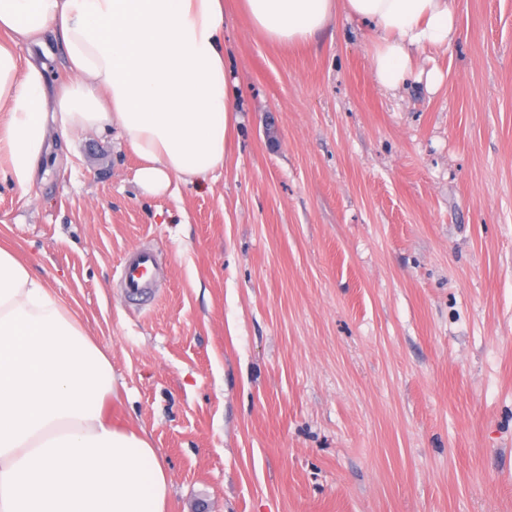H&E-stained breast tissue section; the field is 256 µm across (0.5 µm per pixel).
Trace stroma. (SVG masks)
Segmentation results:
<instances>
[{
    "mask_svg": "<svg viewBox=\"0 0 512 512\" xmlns=\"http://www.w3.org/2000/svg\"><path fill=\"white\" fill-rule=\"evenodd\" d=\"M225 3L216 181L153 194L117 131L75 135L0 184V240L110 358L170 512H512V0H456L417 57L441 85L394 93L344 13L286 46ZM153 254L145 249L136 248L129 251L120 264V283L127 295L142 296L148 289L154 267Z\"/></svg>",
    "mask_w": 512,
    "mask_h": 512,
    "instance_id": "stroma-1",
    "label": "stroma"
}]
</instances>
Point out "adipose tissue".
<instances>
[{
  "label": "adipose tissue",
  "instance_id": "obj_1",
  "mask_svg": "<svg viewBox=\"0 0 512 512\" xmlns=\"http://www.w3.org/2000/svg\"><path fill=\"white\" fill-rule=\"evenodd\" d=\"M254 29L302 44L336 11L377 35L388 92L419 48L451 43L455 0H242ZM61 48L71 77L49 85ZM236 101L223 0H0V182L28 190L51 134L116 127L141 160L137 182L166 190L224 167ZM112 363L78 314L0 241V512H168L171 478L144 431L112 425Z\"/></svg>",
  "mask_w": 512,
  "mask_h": 512
}]
</instances>
